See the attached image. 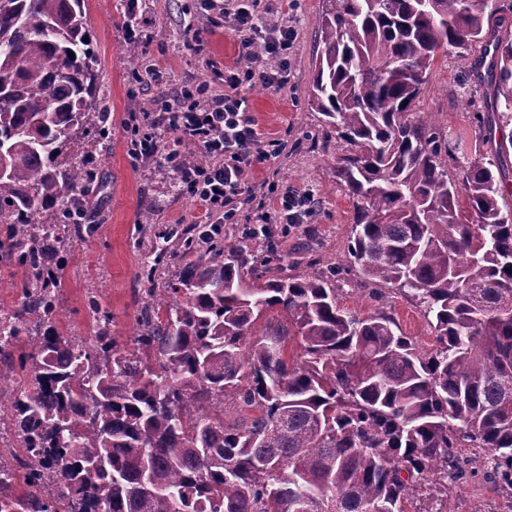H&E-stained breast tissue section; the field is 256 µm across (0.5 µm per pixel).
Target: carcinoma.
Masks as SVG:
<instances>
[{
  "instance_id": "cac0c4a2",
  "label": "carcinoma",
  "mask_w": 512,
  "mask_h": 512,
  "mask_svg": "<svg viewBox=\"0 0 512 512\" xmlns=\"http://www.w3.org/2000/svg\"><path fill=\"white\" fill-rule=\"evenodd\" d=\"M498 0H327L312 104L336 132V178L354 205L345 267L415 302L436 345L420 350L379 310L341 308L328 275L274 272L224 234L178 237L177 286L147 289L134 347L60 331L66 243L107 135L85 0H0V261L21 302L0 309V512H404L431 478L446 512L460 448L512 489V208L493 157L448 178V139L415 111L441 54L493 43L495 105L512 119V40ZM490 13H485L486 8ZM76 145L80 160L62 162ZM466 209H460V201ZM161 247L141 267L154 283ZM279 309L287 324L255 335ZM297 341L299 350L289 353ZM28 470L11 481L18 452Z\"/></svg>"
}]
</instances>
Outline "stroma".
<instances>
[{
    "mask_svg": "<svg viewBox=\"0 0 512 512\" xmlns=\"http://www.w3.org/2000/svg\"><path fill=\"white\" fill-rule=\"evenodd\" d=\"M128 0H86L99 59V105L112 124V139L94 152L100 190L94 199L99 225L94 236L61 249L57 261L67 272L62 326L69 334L91 333L87 301L97 296L112 314V332L131 342L145 296L140 266L171 228L189 227L201 212L195 199L182 191L181 173L161 156L134 157L130 151L133 129L144 113L162 120V105L184 86L209 84L213 93L224 91L221 71L238 67L239 39L225 25L224 13L207 11L200 0H138V17L152 41L131 59L127 37ZM325 0H267L266 18L291 26L296 41L290 54L291 80L277 90L252 81L243 92L262 139L281 140L276 156L257 163L244 188L247 197H262L267 183L312 190L315 211L305 224L271 227L270 240L285 273L320 274L344 265L354 208L336 180L339 150L336 135L311 106L310 89L318 42L316 20ZM200 39L202 52L189 44ZM493 88L471 74L456 54L439 56L417 109L435 113L448 135L451 155L448 176L460 179L462 162L484 154L499 155L512 182V122H502L491 109ZM501 134L487 137L491 123ZM371 284L356 275L341 276L336 296L341 308L363 316L384 309L402 332L420 348L429 350L434 335L419 309L403 295L386 291L372 296ZM470 474L449 481V512H512V494L479 477L484 453L461 449Z\"/></svg>",
    "mask_w": 512,
    "mask_h": 512,
    "instance_id": "stroma-1",
    "label": "stroma"
}]
</instances>
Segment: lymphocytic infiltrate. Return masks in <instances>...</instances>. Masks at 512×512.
Listing matches in <instances>:
<instances>
[{"label":"lymphocytic infiltrate","instance_id":"1","mask_svg":"<svg viewBox=\"0 0 512 512\" xmlns=\"http://www.w3.org/2000/svg\"><path fill=\"white\" fill-rule=\"evenodd\" d=\"M242 51L261 45L275 64L263 69H230L224 73V92L214 95L209 85L183 87L172 102L165 104L164 122L173 136L172 144H162L153 120H145L144 130L133 143L135 156L163 155L172 167L181 169L187 194L199 202L203 223L212 231L238 221L237 205L248 171L257 161L278 154L280 141L261 143L255 123L248 114V99L242 89L253 80L271 88H284L290 80L288 58L295 34L293 27L269 24L261 0H228ZM190 145L203 147L212 162L203 167L183 164V150ZM275 204L258 201L249 237L266 235L273 224H303L310 218L314 197L305 190H279L270 185Z\"/></svg>","mask_w":512,"mask_h":512}]
</instances>
